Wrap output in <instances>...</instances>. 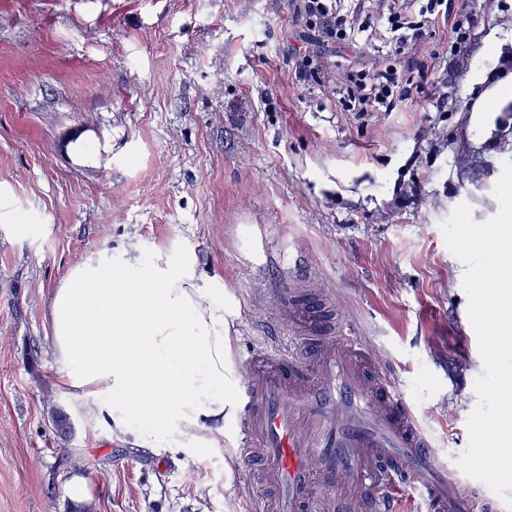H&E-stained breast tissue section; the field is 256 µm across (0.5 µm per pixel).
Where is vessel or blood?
Listing matches in <instances>:
<instances>
[{
    "label": "vessel or blood",
    "mask_w": 512,
    "mask_h": 512,
    "mask_svg": "<svg viewBox=\"0 0 512 512\" xmlns=\"http://www.w3.org/2000/svg\"><path fill=\"white\" fill-rule=\"evenodd\" d=\"M281 314L318 338L263 345L244 362L237 452L265 489L254 512H397L410 489L430 512H503L430 448L361 337L313 301Z\"/></svg>",
    "instance_id": "b4317fda"
}]
</instances>
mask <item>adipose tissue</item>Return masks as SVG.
<instances>
[{
	"label": "adipose tissue",
	"mask_w": 512,
	"mask_h": 512,
	"mask_svg": "<svg viewBox=\"0 0 512 512\" xmlns=\"http://www.w3.org/2000/svg\"><path fill=\"white\" fill-rule=\"evenodd\" d=\"M197 266L175 249L149 263L132 247L103 250L53 295L59 385L140 448L224 447V302Z\"/></svg>",
	"instance_id": "adipose-tissue-1"
}]
</instances>
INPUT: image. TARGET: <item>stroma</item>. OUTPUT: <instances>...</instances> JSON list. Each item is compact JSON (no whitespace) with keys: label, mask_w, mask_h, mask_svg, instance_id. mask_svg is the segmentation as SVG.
Wrapping results in <instances>:
<instances>
[{"label":"stroma","mask_w":512,"mask_h":512,"mask_svg":"<svg viewBox=\"0 0 512 512\" xmlns=\"http://www.w3.org/2000/svg\"><path fill=\"white\" fill-rule=\"evenodd\" d=\"M370 2L365 48L342 51L295 0H0V512H73L75 476L93 512H251L261 493L236 449L240 384L219 454L133 447L57 385L53 294L123 245L196 254L235 371L291 336L275 309L305 275L459 458L483 360L441 225L463 203L479 223L499 211L512 111L471 116L512 81V0H467L472 51L432 24L404 72L418 94L353 112L351 79L403 61L379 13L417 21L425 0Z\"/></svg>","instance_id":"stroma-1"}]
</instances>
